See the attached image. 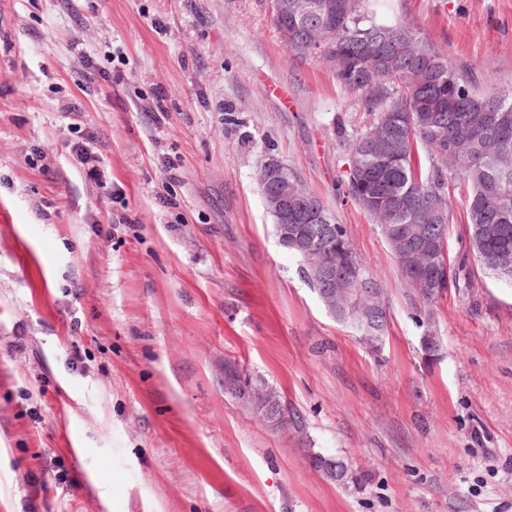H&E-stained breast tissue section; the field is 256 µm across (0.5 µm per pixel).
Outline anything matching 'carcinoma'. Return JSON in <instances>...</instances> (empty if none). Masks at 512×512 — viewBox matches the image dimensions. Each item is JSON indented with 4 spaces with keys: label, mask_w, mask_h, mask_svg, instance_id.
<instances>
[{
    "label": "carcinoma",
    "mask_w": 512,
    "mask_h": 512,
    "mask_svg": "<svg viewBox=\"0 0 512 512\" xmlns=\"http://www.w3.org/2000/svg\"><path fill=\"white\" fill-rule=\"evenodd\" d=\"M302 16L272 20L290 51L318 56L336 81L360 97L373 116L369 127L349 139L359 168L348 175L347 196L368 215L381 209L385 237L408 241L431 236L448 251L450 208L437 219L430 205L446 200L448 178L469 188V255L487 272L512 259V90L478 92L445 50L422 40L404 22L388 20L384 0H334L327 19L333 32L327 50L312 49L303 32L320 23L325 0H303ZM402 43L388 58L379 34ZM429 167L423 168L421 155Z\"/></svg>",
    "instance_id": "carcinoma-1"
}]
</instances>
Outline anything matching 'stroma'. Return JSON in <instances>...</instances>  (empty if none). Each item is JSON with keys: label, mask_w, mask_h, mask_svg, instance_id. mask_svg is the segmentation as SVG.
<instances>
[{"label": "stroma", "mask_w": 512, "mask_h": 512, "mask_svg": "<svg viewBox=\"0 0 512 512\" xmlns=\"http://www.w3.org/2000/svg\"><path fill=\"white\" fill-rule=\"evenodd\" d=\"M387 12L477 88L512 87V0ZM370 121L289 52L269 0H0V512H512V284L471 261L421 303L343 195ZM270 158L383 288L381 349L279 244ZM448 192L455 264L469 226ZM228 359L303 432L225 394ZM310 448L356 483L311 470Z\"/></svg>", "instance_id": "obj_1"}]
</instances>
